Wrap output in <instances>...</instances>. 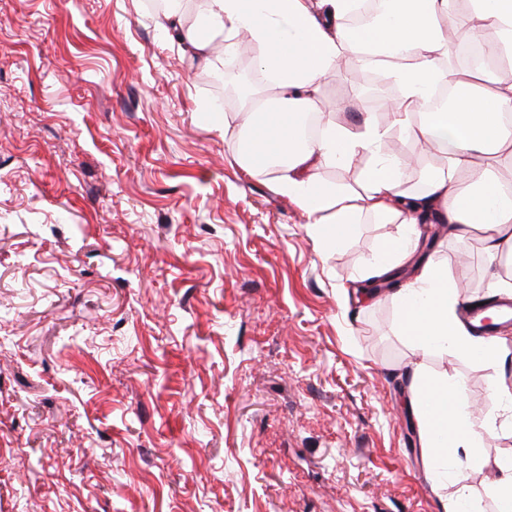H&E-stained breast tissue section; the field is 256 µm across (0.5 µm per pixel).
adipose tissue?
Wrapping results in <instances>:
<instances>
[{
    "label": "adipose tissue",
    "instance_id": "obj_1",
    "mask_svg": "<svg viewBox=\"0 0 512 512\" xmlns=\"http://www.w3.org/2000/svg\"><path fill=\"white\" fill-rule=\"evenodd\" d=\"M354 2L205 0L193 24L174 12L162 19L191 58L204 64L215 45L233 53L243 36L259 48L257 67L272 75L276 95L248 108L235 155L246 170H278L277 193L306 215L321 245L342 242L364 213L404 223L403 231L385 237L366 270L367 277L384 280L393 269L413 265V274L392 293L400 335L423 353L477 355L504 367L497 344L470 333L459 320V285L447 265L419 261L421 239L413 226L429 214L447 224L452 236L476 227L489 255H512V189L496 175L499 158L512 157V129L501 121L512 112V66L498 73L491 91L477 78L464 83L448 112L421 110L434 88L452 78L444 64L450 36L491 29L488 53L512 59V0H467L463 9L457 0H384L381 19L361 28L346 22ZM385 47L403 52L391 69L402 93L383 99L385 120L370 114L350 126L329 114L318 137L299 142V120L318 111L322 82L337 62L349 58L363 66ZM396 133L430 145L442 155V165L409 180L404 159L389 149ZM356 164L362 167L361 191L333 187L319 177L325 167ZM410 388L434 463L451 468L455 482L466 486L495 416H474L457 384L428 377L419 363L411 370Z\"/></svg>",
    "mask_w": 512,
    "mask_h": 512
}]
</instances>
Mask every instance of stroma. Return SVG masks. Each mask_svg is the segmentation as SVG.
<instances>
[{
  "instance_id": "1",
  "label": "stroma",
  "mask_w": 512,
  "mask_h": 512,
  "mask_svg": "<svg viewBox=\"0 0 512 512\" xmlns=\"http://www.w3.org/2000/svg\"><path fill=\"white\" fill-rule=\"evenodd\" d=\"M147 0H0V512H442L407 371L478 415L511 364L421 355L361 277L393 224L323 250L205 116ZM366 91L340 60L322 109ZM453 274L475 234L419 225Z\"/></svg>"
}]
</instances>
